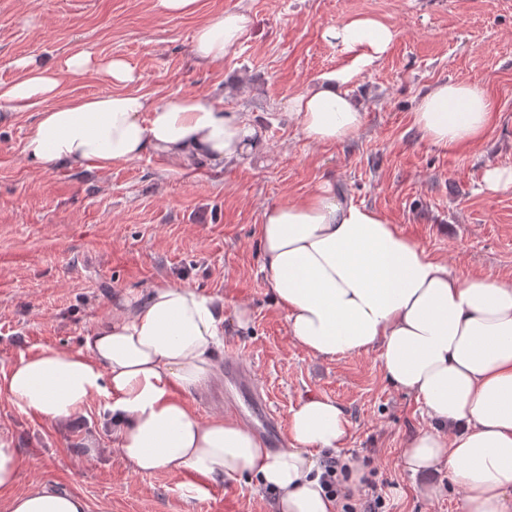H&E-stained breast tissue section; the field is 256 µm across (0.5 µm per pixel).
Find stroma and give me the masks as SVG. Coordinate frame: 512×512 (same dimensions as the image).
Segmentation results:
<instances>
[{"label":"stroma","instance_id":"1","mask_svg":"<svg viewBox=\"0 0 512 512\" xmlns=\"http://www.w3.org/2000/svg\"><path fill=\"white\" fill-rule=\"evenodd\" d=\"M232 11L252 18L246 40L223 66L197 62L196 27ZM357 15L384 22L395 38L352 84L366 112L361 130L317 145L287 102L342 64L322 32ZM77 50L125 59L151 103L187 94L223 101L257 125L260 145L220 168L200 160L184 169L149 153L101 170L45 172L23 153L36 109L0 123V373L23 353L82 348L113 303L183 283L223 296L215 363L247 361L280 424L307 397L332 399L352 423L338 456L386 483L389 512H463L447 471L425 478L403 469L404 439L429 420L387 383L377 351L321 359L294 344L260 269L256 226L265 207L329 180L457 273L512 280V190L484 184L487 168H512V0H198L189 16L161 14L153 0H0V83L17 77L19 58L62 68ZM447 80L481 86L496 114L467 152L434 148L413 124L419 95ZM240 306L249 311L243 326ZM104 405L94 399L58 427L0 395V432L21 457L17 492L54 482L84 496L90 512H272V492L246 476L193 501L188 473L133 472ZM428 482L440 494L424 496Z\"/></svg>","mask_w":512,"mask_h":512}]
</instances>
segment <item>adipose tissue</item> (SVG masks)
<instances>
[{
  "label": "adipose tissue",
  "mask_w": 512,
  "mask_h": 512,
  "mask_svg": "<svg viewBox=\"0 0 512 512\" xmlns=\"http://www.w3.org/2000/svg\"><path fill=\"white\" fill-rule=\"evenodd\" d=\"M250 24L242 11L210 16L194 32V56L223 64ZM322 37L344 63L290 98L288 109L308 140L333 144L362 128L365 112L348 86L386 54L395 34L357 17L326 27ZM15 66L17 78L0 84V110L14 117L39 107L23 151L44 171L73 162L101 169L148 153L217 166L258 144L252 122L219 100L183 95L148 104L132 89L139 74L120 57L99 61L80 50L61 70L32 56ZM92 68L111 91L61 99L62 72ZM413 120L432 146L466 149L482 140L494 112L479 85L446 81L419 98ZM258 237L262 270L295 345L316 358L378 350L388 384L421 402L432 425L405 440L404 469L447 467L464 512H512V281L459 277L385 213L354 203L330 181L266 207ZM223 334L222 296L159 283L118 303L82 349L20 354L0 374V394L51 423L105 398L124 461L140 473H192L188 499L249 476L274 492L276 512H339L314 457L350 436L348 414L334 400L310 396L291 410L288 446L275 454L236 418L194 413L189 398L215 374ZM19 470L17 449L0 433V492L12 493L0 512H89L81 495L52 483L13 494Z\"/></svg>",
  "instance_id": "1"
}]
</instances>
